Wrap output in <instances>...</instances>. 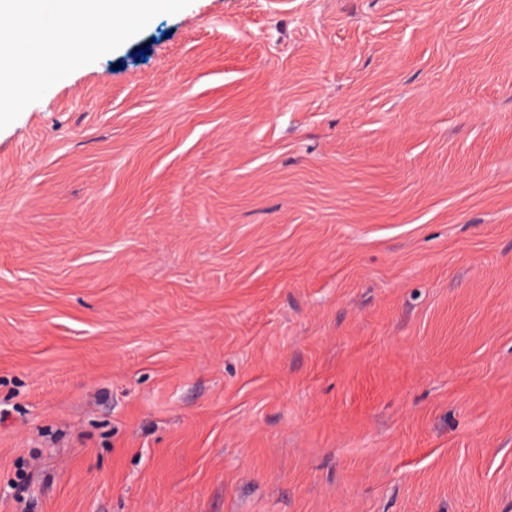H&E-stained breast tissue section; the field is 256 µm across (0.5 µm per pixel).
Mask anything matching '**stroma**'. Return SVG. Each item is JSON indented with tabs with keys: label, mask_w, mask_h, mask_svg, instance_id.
Returning a JSON list of instances; mask_svg holds the SVG:
<instances>
[{
	"label": "stroma",
	"mask_w": 512,
	"mask_h": 512,
	"mask_svg": "<svg viewBox=\"0 0 512 512\" xmlns=\"http://www.w3.org/2000/svg\"><path fill=\"white\" fill-rule=\"evenodd\" d=\"M0 512H512V0H193L0 130Z\"/></svg>",
	"instance_id": "1"
}]
</instances>
